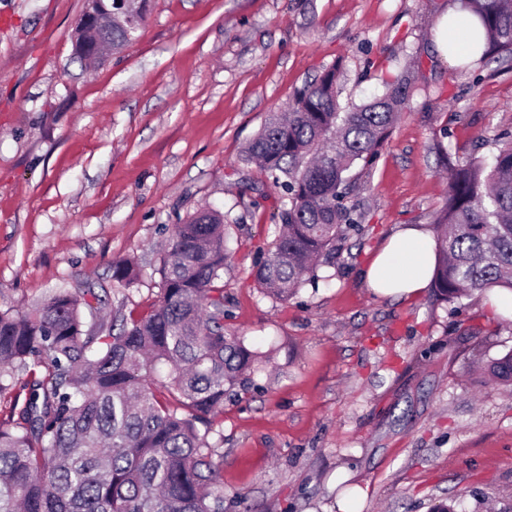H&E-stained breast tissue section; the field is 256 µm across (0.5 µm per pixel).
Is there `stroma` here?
Segmentation results:
<instances>
[{"instance_id": "stroma-1", "label": "stroma", "mask_w": 512, "mask_h": 512, "mask_svg": "<svg viewBox=\"0 0 512 512\" xmlns=\"http://www.w3.org/2000/svg\"><path fill=\"white\" fill-rule=\"evenodd\" d=\"M451 0H147L132 42L77 58L84 0H0V309L104 287L139 316L159 296L172 224L231 211L224 333L264 362L211 434L225 512H503L512 505V387L478 363L512 350V297L381 296L363 272L399 227L433 226L453 163L512 139V57L444 62ZM420 61L416 93L368 169L356 232L286 301L252 272L281 191L242 149L340 64L341 107L382 96ZM130 258L140 278L112 285Z\"/></svg>"}]
</instances>
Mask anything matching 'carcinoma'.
Listing matches in <instances>:
<instances>
[{"instance_id":"cac0c4a2","label":"carcinoma","mask_w":512,"mask_h":512,"mask_svg":"<svg viewBox=\"0 0 512 512\" xmlns=\"http://www.w3.org/2000/svg\"><path fill=\"white\" fill-rule=\"evenodd\" d=\"M485 41L479 55L512 54V0H467ZM140 21L124 0L94 31L126 45ZM335 64L274 113L244 150L283 190L280 230L255 265L261 291L280 301L336 258V242L360 224L345 205L358 164L369 167L398 112L418 87L403 72L368 103L341 108ZM448 195L435 219L438 262L432 288L446 300L499 287L512 290V141L492 162L446 163ZM227 215L205 207L171 228L160 260V295L147 313L122 309L91 323L105 300L94 289L59 288L29 311L0 309V392L28 376L18 421L0 425V512H224V479L211 426L224 397L249 381L258 355L224 335ZM137 266L112 264L130 287ZM484 373L512 384V350ZM205 429H199V425Z\"/></svg>"}]
</instances>
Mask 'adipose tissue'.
Segmentation results:
<instances>
[{
    "label": "adipose tissue",
    "instance_id": "obj_1",
    "mask_svg": "<svg viewBox=\"0 0 512 512\" xmlns=\"http://www.w3.org/2000/svg\"><path fill=\"white\" fill-rule=\"evenodd\" d=\"M479 24L469 10L455 7L439 19L435 42L440 52L469 43ZM435 236L424 225L411 224L393 234L374 256L365 272V280L381 294H414L426 288L433 274Z\"/></svg>",
    "mask_w": 512,
    "mask_h": 512
}]
</instances>
